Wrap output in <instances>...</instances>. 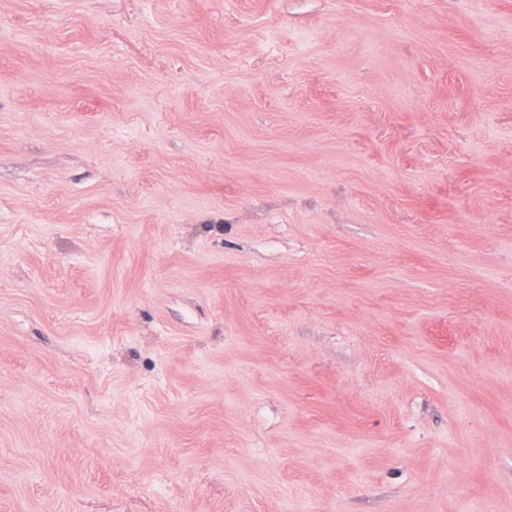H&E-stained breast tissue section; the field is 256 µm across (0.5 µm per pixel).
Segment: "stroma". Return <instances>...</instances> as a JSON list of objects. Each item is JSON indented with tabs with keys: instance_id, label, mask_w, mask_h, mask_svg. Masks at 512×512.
<instances>
[{
	"instance_id": "stroma-1",
	"label": "stroma",
	"mask_w": 512,
	"mask_h": 512,
	"mask_svg": "<svg viewBox=\"0 0 512 512\" xmlns=\"http://www.w3.org/2000/svg\"><path fill=\"white\" fill-rule=\"evenodd\" d=\"M0 512H512V0H0Z\"/></svg>"
}]
</instances>
